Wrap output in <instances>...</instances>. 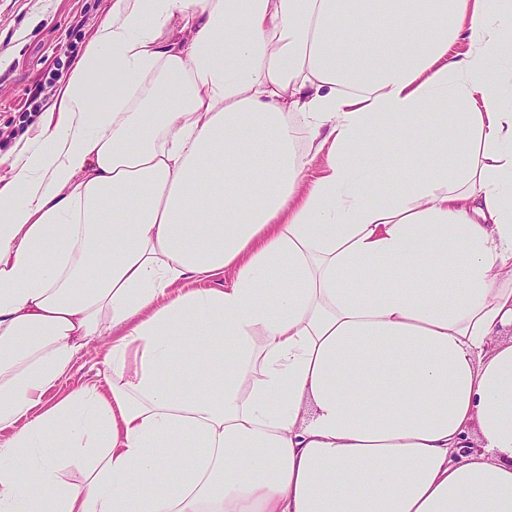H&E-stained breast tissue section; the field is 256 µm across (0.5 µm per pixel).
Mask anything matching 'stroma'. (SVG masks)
<instances>
[{
    "instance_id": "35a3bbf8",
    "label": "stroma",
    "mask_w": 512,
    "mask_h": 512,
    "mask_svg": "<svg viewBox=\"0 0 512 512\" xmlns=\"http://www.w3.org/2000/svg\"><path fill=\"white\" fill-rule=\"evenodd\" d=\"M112 0H0V174L35 138L74 62L84 52ZM101 345L77 360L57 389L103 384Z\"/></svg>"
}]
</instances>
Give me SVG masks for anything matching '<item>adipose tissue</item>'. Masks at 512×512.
Segmentation results:
<instances>
[{"mask_svg": "<svg viewBox=\"0 0 512 512\" xmlns=\"http://www.w3.org/2000/svg\"><path fill=\"white\" fill-rule=\"evenodd\" d=\"M52 109L0 180V512H512V0H112ZM102 343L94 344L90 352L77 360L71 368L68 377L64 379L61 385L56 389L57 398L68 394L72 389L97 384L102 388H106L103 376L101 375L106 369L104 363V353Z\"/></svg>", "mask_w": 512, "mask_h": 512, "instance_id": "ef3b65f1", "label": "adipose tissue"}]
</instances>
